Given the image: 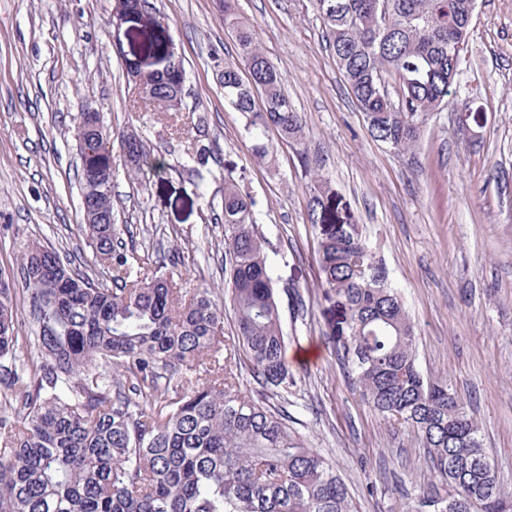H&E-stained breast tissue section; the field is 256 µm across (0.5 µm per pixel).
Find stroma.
Here are the masks:
<instances>
[{
	"label": "stroma",
	"instance_id": "stroma-1",
	"mask_svg": "<svg viewBox=\"0 0 512 512\" xmlns=\"http://www.w3.org/2000/svg\"><path fill=\"white\" fill-rule=\"evenodd\" d=\"M150 3L162 28L114 27V0H0V276L18 277L34 241L98 276L73 137L85 108L165 162L157 175L113 148L112 203L123 244L152 261L177 258L184 287H224L222 199L233 178L256 203L283 291L291 429L336 466L359 512H419L429 477L419 441L360 401L328 343L336 302L318 283L322 227L307 220L320 176L328 207L360 225L401 292L421 369L467 402L512 494V0H477L456 91L408 153L368 134L312 0H237L306 121L303 143H276L271 165L224 101L220 69L235 46L213 0ZM147 39L184 63L177 111L144 109L128 82L124 56Z\"/></svg>",
	"mask_w": 512,
	"mask_h": 512
}]
</instances>
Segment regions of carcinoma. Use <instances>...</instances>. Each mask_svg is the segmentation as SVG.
Wrapping results in <instances>:
<instances>
[{
	"instance_id": "obj_1",
	"label": "carcinoma",
	"mask_w": 512,
	"mask_h": 512,
	"mask_svg": "<svg viewBox=\"0 0 512 512\" xmlns=\"http://www.w3.org/2000/svg\"><path fill=\"white\" fill-rule=\"evenodd\" d=\"M313 0L326 42L372 138L408 152L429 117L448 105L467 45L476 0ZM238 61L224 62V99L245 120L255 157L273 156L267 132L304 137L302 116L283 78L238 20L234 0H220ZM143 75L127 61L156 106L179 109L181 60ZM399 80L397 100L386 75ZM258 89L262 105L254 102ZM83 232L108 275L93 278L33 242L20 257L24 314L17 289L0 277V512H358L344 480L288 426L285 411L241 389L242 363L261 391L295 384L283 357L279 293L269 242L254 200L224 180V300L179 285L162 261L144 266L119 240L112 221V147L153 164L141 138L117 139L81 119ZM312 224L326 221L329 189L314 178ZM318 271L336 297L330 343L353 386L377 414L422 441L430 473L448 495L423 493L427 512H512L482 447L479 425L447 383L417 362L415 324L359 225L348 217L323 230ZM230 303L235 334L224 342ZM31 335L22 336L23 326ZM209 359L210 379L193 380Z\"/></svg>"
}]
</instances>
